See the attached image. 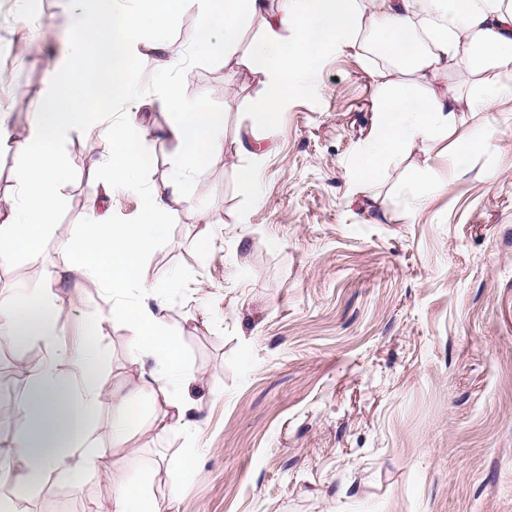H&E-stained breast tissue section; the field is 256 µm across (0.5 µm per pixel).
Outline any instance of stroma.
Instances as JSON below:
<instances>
[{"label":"stroma","instance_id":"35a3bbf8","mask_svg":"<svg viewBox=\"0 0 512 512\" xmlns=\"http://www.w3.org/2000/svg\"><path fill=\"white\" fill-rule=\"evenodd\" d=\"M77 16L66 0H0V113L24 131ZM242 51L191 56L173 72L181 95L224 115V145L199 162L170 202L167 239L148 276L179 333L194 382L173 387L193 403L191 434L159 432L162 404L136 402L127 447L103 441L126 478L148 476L165 512H512V95L486 117L499 132L485 150L457 155L474 131L479 84L449 75L464 103L456 132L432 150L412 147L377 179L352 177L370 138L383 73L393 63L364 47H329L292 86L276 122L251 128L250 101L266 87ZM157 55L142 50L136 94L114 113L151 129L145 190H163L175 162L168 112L152 108ZM104 136L81 130L54 145L66 173L56 225L37 254L0 263V291L54 296L57 343L76 347L94 312L101 357V426L112 396L139 364L131 329L107 287L57 264L92 213L139 221L141 197H104L92 167ZM254 166L257 185L238 171ZM438 178L447 192L428 190ZM43 345L0 343V402H18L14 374L42 362ZM195 449L196 474L170 472ZM110 480L74 491L37 479L25 512H99Z\"/></svg>","mask_w":512,"mask_h":512}]
</instances>
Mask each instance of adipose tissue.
I'll list each match as a JSON object with an SVG mask.
<instances>
[{"instance_id": "ef3b65f1", "label": "adipose tissue", "mask_w": 512, "mask_h": 512, "mask_svg": "<svg viewBox=\"0 0 512 512\" xmlns=\"http://www.w3.org/2000/svg\"><path fill=\"white\" fill-rule=\"evenodd\" d=\"M80 14L64 62L55 66L36 112L22 136H14L6 114H0V151L27 156L17 178L19 197L0 205V259L38 252L54 225L61 179L47 150L64 132L94 133L101 112L130 94V66L140 54L139 34L151 30L154 51L164 61L159 71L156 104L173 115L167 129L180 161L169 171L167 195L145 191L140 175L149 155L150 130L137 113H127L106 130L107 148L96 161L111 175V186L140 194L142 217L135 224H116L94 214L61 254L63 270L113 292L138 291L139 299L120 304L121 317L134 327L130 349L151 359L127 394L116 396L108 435L113 446L126 444L127 402L134 396L168 404L161 430L191 432L196 422L189 403L172 402V381L192 379L179 338L162 318L164 303L146 276V258L168 232V198L180 197L188 174L202 159L220 152L224 115L207 111L200 101L184 99L172 70L185 56L165 36L169 19L196 12L202 35L199 55L235 50L247 28L261 21L263 33L243 58L266 94L249 112L253 127L271 125L288 90L310 71L329 45L357 46L360 31L391 58L405 60L406 74H391L379 99L367 147L353 168L357 181H373L382 163L420 144L437 145L454 130L460 99L435 89L454 72L467 79L492 71L512 80V0H281L268 15L264 0H74ZM295 39H288V31ZM56 305L41 290L25 298L0 295V342L26 337L49 348L48 359L22 371V398L16 408L17 432L0 443V483L9 484L10 508L25 502L30 473L63 472L73 490H81L89 471L112 481L108 512H162V505L139 479H119L117 463L97 452L95 411L101 391L100 359L92 342L78 351L57 347L53 340ZM68 365L60 373L59 365Z\"/></svg>"}]
</instances>
